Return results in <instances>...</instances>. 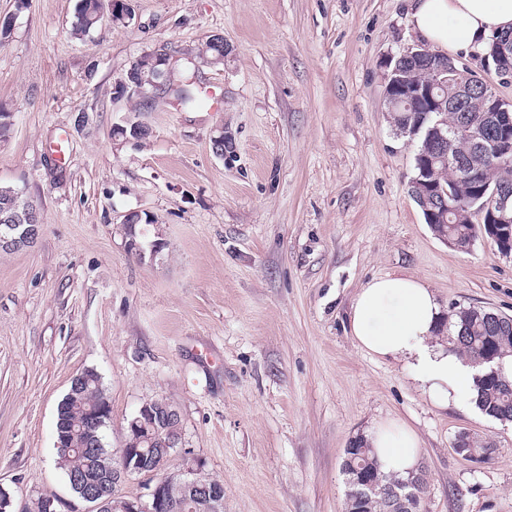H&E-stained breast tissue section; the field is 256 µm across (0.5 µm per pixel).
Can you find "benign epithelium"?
I'll use <instances>...</instances> for the list:
<instances>
[{
  "instance_id": "1",
  "label": "benign epithelium",
  "mask_w": 512,
  "mask_h": 512,
  "mask_svg": "<svg viewBox=\"0 0 512 512\" xmlns=\"http://www.w3.org/2000/svg\"><path fill=\"white\" fill-rule=\"evenodd\" d=\"M112 22L126 23L131 18L128 0H108ZM491 56L494 65H485L486 73H494L501 79L512 77V37L500 35L493 38ZM164 73L152 69L133 73L128 69L118 86V97L144 98L166 89ZM388 109L396 112H434L440 115L429 128L426 150L417 155L434 167L438 159L447 166L457 164V156L448 151V110L469 105L484 116L479 121L462 125L456 134L471 147L468 156L466 179L471 181L472 193L482 201L479 208L471 211L477 223L486 225L485 236L496 241L500 252L512 254V102L496 95L492 82L476 72L459 68L457 61L440 55L420 44L400 53L394 60L386 85ZM114 136L138 139L144 126L128 121L113 126ZM436 159H431V156ZM495 160L496 179L479 182L475 176L484 168L487 158ZM411 195L426 213L428 224H446L460 216L459 194L448 185L429 178L428 170L410 182ZM39 210L36 204L13 189L7 206L0 205V250L18 249L34 243L38 236L35 224ZM142 213L130 211L123 216L122 224L128 229V247L136 252L141 244L132 228L139 224ZM178 417V412L163 400L145 402L138 415L130 422L131 436L123 444L127 453L111 462L102 464V471L95 477L86 472L75 474L71 484L80 489L74 500L43 497L45 512H182L183 503L195 500L204 512H223L224 490L200 487L189 467L183 473L173 475L165 469L170 450L179 447L181 439L160 437L165 422ZM454 447L462 459L484 464L491 460V450L474 451V437L467 431L456 436ZM133 476L149 480L148 500L125 498L119 494L120 486ZM181 487V496L171 495L173 485ZM398 504L406 512H426L425 496L409 492L398 496Z\"/></svg>"
}]
</instances>
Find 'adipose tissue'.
Returning a JSON list of instances; mask_svg holds the SVG:
<instances>
[{
  "mask_svg": "<svg viewBox=\"0 0 512 512\" xmlns=\"http://www.w3.org/2000/svg\"><path fill=\"white\" fill-rule=\"evenodd\" d=\"M410 21L437 52L480 55L491 36L512 32V0H411ZM441 320L431 288L412 276L388 274L360 288L349 325L365 353L405 363L414 384L445 408L473 399L476 370L437 336ZM365 437L383 472L402 478L418 469V439L405 422L374 424Z\"/></svg>",
  "mask_w": 512,
  "mask_h": 512,
  "instance_id": "ef3b65f1",
  "label": "adipose tissue"
}]
</instances>
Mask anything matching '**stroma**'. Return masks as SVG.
Listing matches in <instances>:
<instances>
[{"label":"stroma","mask_w":512,"mask_h":512,"mask_svg":"<svg viewBox=\"0 0 512 512\" xmlns=\"http://www.w3.org/2000/svg\"><path fill=\"white\" fill-rule=\"evenodd\" d=\"M70 34L78 0H0V186L42 226L0 251V487L15 506L72 499L56 465L57 408L73 377H101L107 448L147 401L180 416L170 469L224 484V512H345L344 450L375 421L417 434L427 512H512V424L434 407L401 362L349 329L369 280L411 275L443 315L512 316V254L438 239L410 195L420 136L387 110L392 55L415 46L407 0H129ZM223 64L194 70L204 109L169 95L117 99L146 52L181 68L210 36ZM132 119L147 139L114 137ZM230 153L212 150L216 132ZM150 215L142 253L126 212ZM162 242L160 253L150 251ZM467 431L495 453L473 464ZM454 447L462 459L475 463L484 464L491 460L492 453L488 448L485 452L477 454L473 448H475L474 437L467 431L460 432L455 439Z\"/></svg>","instance_id":"stroma-1"}]
</instances>
